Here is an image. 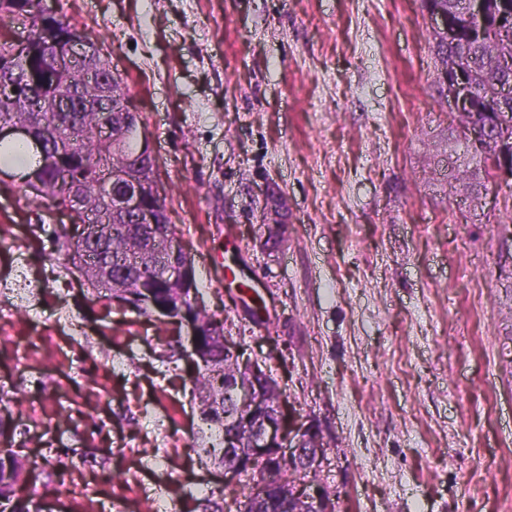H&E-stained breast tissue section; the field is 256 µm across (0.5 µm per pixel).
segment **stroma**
<instances>
[{
    "label": "stroma",
    "instance_id": "1",
    "mask_svg": "<svg viewBox=\"0 0 512 512\" xmlns=\"http://www.w3.org/2000/svg\"><path fill=\"white\" fill-rule=\"evenodd\" d=\"M98 40L159 159L224 333L329 448L336 512H512V178L442 177L459 118L421 0H46ZM285 207L277 241L267 189ZM61 215L0 183V395L53 512H189L226 480L192 447L188 359L57 258ZM234 225L224 237L225 225Z\"/></svg>",
    "mask_w": 512,
    "mask_h": 512
}]
</instances>
